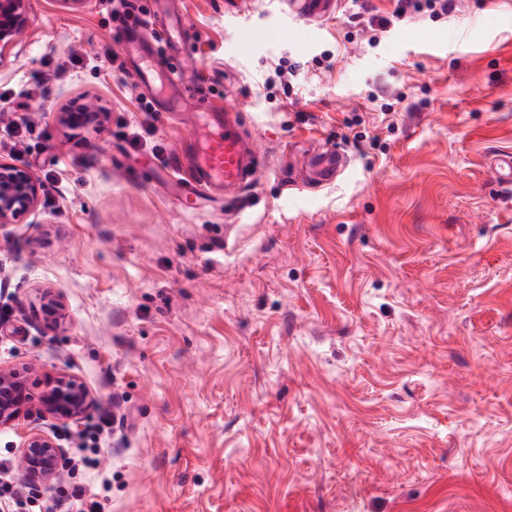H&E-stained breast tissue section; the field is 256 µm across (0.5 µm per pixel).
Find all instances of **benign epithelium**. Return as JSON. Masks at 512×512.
Instances as JSON below:
<instances>
[{"label": "benign epithelium", "instance_id": "obj_1", "mask_svg": "<svg viewBox=\"0 0 512 512\" xmlns=\"http://www.w3.org/2000/svg\"><path fill=\"white\" fill-rule=\"evenodd\" d=\"M28 0H0V44L5 46L19 36L27 24ZM107 112H89L84 108L57 113L58 122L67 128L100 125ZM40 183L26 168L0 160V224H18L39 205ZM42 307L47 322L55 329L67 325L68 315L61 299L46 292ZM40 394L29 386L27 371L0 369V427H10L32 412L63 424H78L93 405L86 385L76 376L46 374L38 383ZM65 451L48 433L32 429L21 444L20 466L37 483L50 485L58 477Z\"/></svg>", "mask_w": 512, "mask_h": 512}]
</instances>
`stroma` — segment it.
<instances>
[{"instance_id": "1", "label": "stroma", "mask_w": 512, "mask_h": 512, "mask_svg": "<svg viewBox=\"0 0 512 512\" xmlns=\"http://www.w3.org/2000/svg\"><path fill=\"white\" fill-rule=\"evenodd\" d=\"M226 2L170 0L210 93L171 119L103 62L124 34L99 0H30L0 49V123L31 114L43 150L0 158L56 183L0 226V367L78 376L93 420L123 398L101 512H512V195L490 167L512 152V0H456L374 46L348 19L394 0H345L304 48L274 34L283 0ZM283 56L304 65L288 93L262 82ZM74 101L109 120L63 128ZM210 103L244 114L266 161L236 224L220 199L184 208L172 167ZM326 148L346 168L317 187L305 161ZM33 428L76 454L75 426L32 414L0 455ZM41 299L42 307L49 325L55 329L65 328L68 315L62 300L54 297L49 292L43 293Z\"/></svg>"}]
</instances>
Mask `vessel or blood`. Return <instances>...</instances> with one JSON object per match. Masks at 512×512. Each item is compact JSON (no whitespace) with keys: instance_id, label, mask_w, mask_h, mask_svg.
I'll use <instances>...</instances> for the list:
<instances>
[{"instance_id":"b4317fda","label":"vessel or blood","mask_w":512,"mask_h":512,"mask_svg":"<svg viewBox=\"0 0 512 512\" xmlns=\"http://www.w3.org/2000/svg\"><path fill=\"white\" fill-rule=\"evenodd\" d=\"M333 2L290 0V5L309 21L326 16ZM156 33L166 48V55L162 58L152 51V32L139 28L130 35L128 50L134 58L133 73L144 86L152 85L160 77L165 78L168 84H175L171 66L179 61L187 28L182 21L171 16L158 26ZM202 123L207 128L206 134L202 138L191 139L173 161L174 168L184 180L183 198L189 202L203 196H240L261 165L259 154L249 148L233 109L211 110L203 114ZM343 166V158L335 150L321 152L314 164L317 182L322 185L334 182Z\"/></svg>"}]
</instances>
